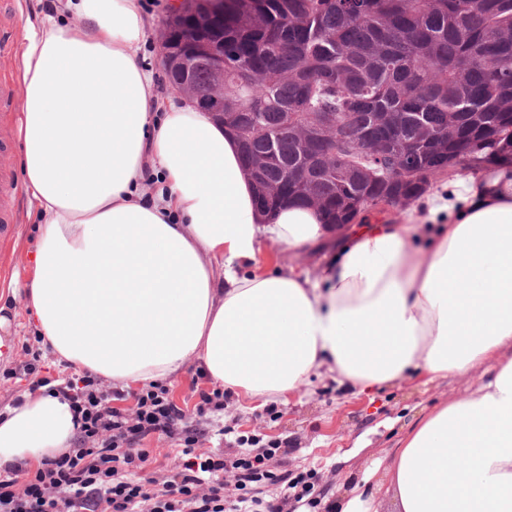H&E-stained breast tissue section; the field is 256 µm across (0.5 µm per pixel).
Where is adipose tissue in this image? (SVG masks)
Masks as SVG:
<instances>
[{"instance_id":"obj_1","label":"adipose tissue","mask_w":512,"mask_h":512,"mask_svg":"<svg viewBox=\"0 0 512 512\" xmlns=\"http://www.w3.org/2000/svg\"><path fill=\"white\" fill-rule=\"evenodd\" d=\"M141 0H59L27 22L20 172L38 218L26 303L59 361L120 388L189 359L235 395L287 403L321 370L357 392L467 376L512 344V177L452 173L422 205L346 231L313 280L254 269L261 240L304 250L321 213L257 210L236 137L165 96L134 53ZM223 279H216V267ZM58 391L0 412V470L65 453ZM395 512H512V359L375 462Z\"/></svg>"}]
</instances>
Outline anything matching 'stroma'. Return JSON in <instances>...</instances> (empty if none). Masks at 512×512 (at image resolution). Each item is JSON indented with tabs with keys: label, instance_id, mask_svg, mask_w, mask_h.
Listing matches in <instances>:
<instances>
[{
	"label": "stroma",
	"instance_id": "obj_1",
	"mask_svg": "<svg viewBox=\"0 0 512 512\" xmlns=\"http://www.w3.org/2000/svg\"><path fill=\"white\" fill-rule=\"evenodd\" d=\"M36 222L35 213L28 209L26 195H19L16 222L0 235V269L21 270L32 263ZM324 260V253L295 252L266 240L261 241L257 254L261 270L294 265L314 280L319 279ZM0 315L10 321L12 341L11 353L0 357V411L13 405L29 389L24 373L25 349L36 353L40 376L54 383L74 377V369L58 362L28 327L23 293L1 298ZM494 367V361L489 360L469 376H451L435 382L415 374L370 396L341 387L333 373L324 371L286 405H262L228 393L224 396L223 411L194 417L198 430L194 446L200 452L226 451V443L216 433L222 425L266 441L286 442L287 450L271 459V468L278 473L294 474L317 470L319 481L314 495L318 504L311 512H329V504L351 482L367 477L377 458L400 447L416 421L441 403L461 397L488 381Z\"/></svg>",
	"mask_w": 512,
	"mask_h": 512
}]
</instances>
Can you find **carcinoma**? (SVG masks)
Here are the masks:
<instances>
[{
	"label": "carcinoma",
	"instance_id": "1",
	"mask_svg": "<svg viewBox=\"0 0 512 512\" xmlns=\"http://www.w3.org/2000/svg\"><path fill=\"white\" fill-rule=\"evenodd\" d=\"M165 24L177 57L190 63L167 69L170 83L192 82L204 103L217 59L198 49H224V111L238 113L245 131L256 119L277 134L279 162L263 179L283 182L285 198L301 205L325 198L328 223L347 224L379 202L414 201L453 162L473 172L512 164V0H481L476 20L461 0H190ZM487 56L502 67L486 72ZM320 112L349 117L347 135L362 147L376 136L392 140L419 177L405 178L393 158L377 166L360 154L336 163L334 182L288 177L308 156L287 129ZM374 112L391 113L392 126L372 127ZM450 112L454 134L433 145L419 139L423 122L445 131ZM262 130L241 138L243 164L266 150ZM362 167L392 176L362 178Z\"/></svg>",
	"mask_w": 512,
	"mask_h": 512
}]
</instances>
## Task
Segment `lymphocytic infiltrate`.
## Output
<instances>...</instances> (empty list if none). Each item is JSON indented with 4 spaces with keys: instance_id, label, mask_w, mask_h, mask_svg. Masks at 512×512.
<instances>
[{
    "instance_id": "f902f5d3",
    "label": "lymphocytic infiltrate",
    "mask_w": 512,
    "mask_h": 512,
    "mask_svg": "<svg viewBox=\"0 0 512 512\" xmlns=\"http://www.w3.org/2000/svg\"><path fill=\"white\" fill-rule=\"evenodd\" d=\"M63 393L71 402L78 431L74 448L40 461L36 470L0 471V512H285L289 500L312 496L318 473L308 470L278 475L269 468L281 444L269 441L256 451V438L234 435L236 452L199 454L193 448L191 416L177 406L165 385L152 384L131 394L124 389L102 391L91 373L69 379ZM134 399V409L123 408ZM180 437L178 463L165 480L147 478L155 458L143 442L151 435ZM235 470L239 496L224 500V473ZM278 481L281 499L266 501L256 486Z\"/></svg>"
}]
</instances>
